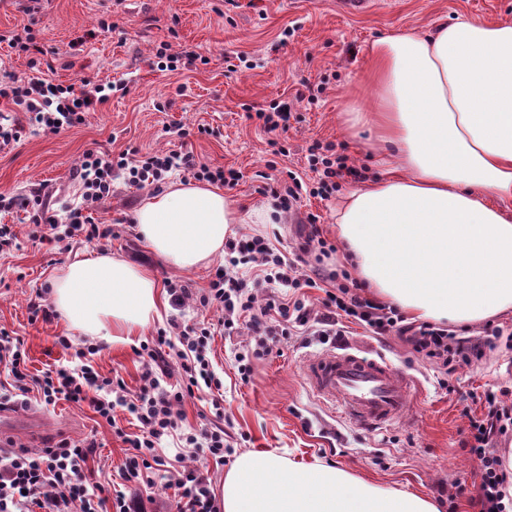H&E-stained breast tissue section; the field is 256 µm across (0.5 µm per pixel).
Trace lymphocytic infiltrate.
<instances>
[{
  "instance_id": "lymphocytic-infiltrate-1",
  "label": "lymphocytic infiltrate",
  "mask_w": 512,
  "mask_h": 512,
  "mask_svg": "<svg viewBox=\"0 0 512 512\" xmlns=\"http://www.w3.org/2000/svg\"><path fill=\"white\" fill-rule=\"evenodd\" d=\"M115 87L112 83L68 84L53 82L43 73L0 84V99L17 109L0 119V150L21 138L23 127L56 132L63 127L82 124L86 112L107 102ZM308 163L316 172L314 186L300 178L291 182L266 184L262 192L276 200L281 211H288L303 193L319 197L332 195L341 178L355 175L344 154L325 153L320 145L309 149ZM182 174L211 184L234 185L236 171L201 161L188 150L146 153L136 158L127 153H105L87 149L76 170L82 188V201L66 206L63 213L53 211L41 195L23 197L0 194V212L28 210L32 240L59 243L75 236L86 241L110 240L112 227L94 223L90 211L112 194V177L125 175L128 183L161 187L170 174ZM302 252H317L320 262L302 272L298 263L289 259L264 235H242L224 243V265L217 269L202 304L220 307L223 316L215 323L184 327L177 334L157 329L150 342L142 345L139 355L145 360L142 384L134 397H127L124 383L102 375L85 361L96 354L98 345L89 343L73 348L69 337H57V345L74 351L81 365L57 367L43 376L31 377L27 369V353L19 337L0 330V368L7 371L9 383L0 382V410L28 407L32 398L47 404L63 399L85 404L96 418L114 424L116 408H125L135 415L141 433L131 438V454L126 458L121 477L135 487L155 485L153 465L159 462L158 448L163 438L172 436L186 448H199L215 461L232 454L233 446L225 437L223 425L200 429L184 428L180 406L185 397L201 388H222L209 356L215 334L247 330L251 343L236 357L241 378H249L251 362L269 356L278 338L304 333L310 327L311 310L306 303L305 289L325 287L321 300L328 314L321 320L327 335H334L336 315L364 326L377 336L399 335L412 350L439 362L447 373L459 365L481 358L486 346L499 334L498 328H484L481 335L463 336L456 331L429 322L412 324L390 306L379 304L364 294L363 285L347 269L324 265L334 248L322 238L317 224H310ZM263 288H287L291 297L259 301ZM179 366L178 388L162 386L159 372L168 360ZM481 415L468 419L467 437L463 442L478 467L475 484L458 480L448 496L449 503L468 498L479 512H512V499L505 491L507 474L504 457L497 442L512 439V403L501 400L496 392L484 394ZM95 439H61L42 452L33 453L19 447L9 451L0 462V512H144V505L124 494L106 499L100 484L90 483L88 464L96 454ZM169 485L174 490L176 512H219L215 494L207 476L195 470L177 472Z\"/></svg>"
}]
</instances>
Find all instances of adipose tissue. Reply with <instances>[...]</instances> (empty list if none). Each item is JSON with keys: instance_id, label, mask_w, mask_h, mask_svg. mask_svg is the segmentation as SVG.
I'll return each mask as SVG.
<instances>
[{"instance_id": "adipose-tissue-1", "label": "adipose tissue", "mask_w": 512, "mask_h": 512, "mask_svg": "<svg viewBox=\"0 0 512 512\" xmlns=\"http://www.w3.org/2000/svg\"><path fill=\"white\" fill-rule=\"evenodd\" d=\"M379 91L352 111L371 125L382 178L336 206L338 236L360 276L420 319L471 324L512 309V23L470 17L431 33L400 32L372 48ZM266 204L243 215L208 183L173 182L134 214L155 257L181 270L224 252L235 224H271ZM52 302L74 330L124 341L159 314V285L117 255L65 265ZM224 512H437L322 465L241 455L224 479Z\"/></svg>"}]
</instances>
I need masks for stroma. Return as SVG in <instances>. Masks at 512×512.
Returning <instances> with one entry per match:
<instances>
[{"instance_id": "1", "label": "stroma", "mask_w": 512, "mask_h": 512, "mask_svg": "<svg viewBox=\"0 0 512 512\" xmlns=\"http://www.w3.org/2000/svg\"><path fill=\"white\" fill-rule=\"evenodd\" d=\"M463 16L512 22V0H372L362 12L342 9L339 0H40L34 13L27 12L24 0H0V83L31 75L28 56L6 42L28 28L57 80L112 81L127 87L126 95H113L88 112L83 124L56 133L27 130L19 143L0 150V193L26 194L41 187L63 206L79 199L74 171L87 149L145 153L185 148L204 162L239 172L238 184L224 194L239 207L256 208L267 201L261 192L266 179L283 180L292 171L314 181L308 167L313 142L341 145L359 178L340 180L336 196L302 200L284 214L281 224H237L233 232L276 234V247L288 253L301 242L311 213L318 217L323 238L336 248L332 262L354 269L336 232V204L339 196L378 175L371 130H352L346 124L348 111L372 105V45L390 34L425 33ZM103 21L111 24V31L100 30ZM287 28L291 36L281 40ZM80 37L85 43L79 47L75 41ZM162 43L176 51L194 49L208 62L180 72L158 70L154 53ZM240 54L248 56L252 68L228 71V62ZM305 85L318 89L317 101L297 99ZM284 100L294 108L287 132L279 136L288 150L282 156L273 154L269 134L257 119L247 118L246 110ZM160 102L167 103L166 111H157ZM202 124L207 127L203 134L198 131ZM181 128L186 131L182 137L177 134ZM152 193L151 187L137 188L124 176H114L111 198L92 212L96 223L112 227L111 241L101 244L81 237L40 244L28 238L25 212L0 219L13 225L20 240L18 250L0 255V329L23 339L30 375L77 364L55 339L66 335L78 344L82 333L60 317L30 322L27 305L41 285L51 283L54 274L78 258L120 254L147 267L159 282L177 280L189 289L178 306L169 292H162L154 326L127 343H102L94 355L95 367L123 379L128 392L138 390L144 370L136 350L157 328L170 320L185 326L221 318L219 308L201 305L198 297L223 266V257L182 271L160 262L138 236L134 213ZM489 323L504 331L498 346L458 369L448 389L440 384L445 376L435 362L413 353L398 337L379 338L355 324L326 340L310 333L282 339L278 353L253 361L245 382L234 356L248 344L247 330L215 335L211 358L222 370L221 406L231 423L234 454L220 465L199 449L178 448L170 439L163 441L159 453L168 461L182 456L185 466L207 472L217 492L236 456L261 450L294 463L342 468L385 490L434 500L446 512L452 483L475 479L474 463L461 446L468 426L464 409L481 414L483 391L500 386L508 387L505 400L512 402V311ZM356 343L417 378L412 415L386 428L367 429L342 418L337 407L312 392L301 373L303 364ZM115 419L112 426L97 423L87 406L65 400L34 404L24 411L0 412V439L35 452L62 437H96L99 449L90 463L94 480L133 498L137 489L126 485L118 470L128 451L122 436L137 434L138 422L123 410L116 411Z\"/></svg>"}]
</instances>
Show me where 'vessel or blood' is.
Returning a JSON list of instances; mask_svg holds the SVG:
<instances>
[{
  "label": "vessel or blood",
  "instance_id": "vessel-or-blood-1",
  "mask_svg": "<svg viewBox=\"0 0 512 512\" xmlns=\"http://www.w3.org/2000/svg\"><path fill=\"white\" fill-rule=\"evenodd\" d=\"M302 375L320 398L337 405L350 419L384 426L412 411L414 378L383 359L347 346L306 362Z\"/></svg>",
  "mask_w": 512,
  "mask_h": 512
}]
</instances>
